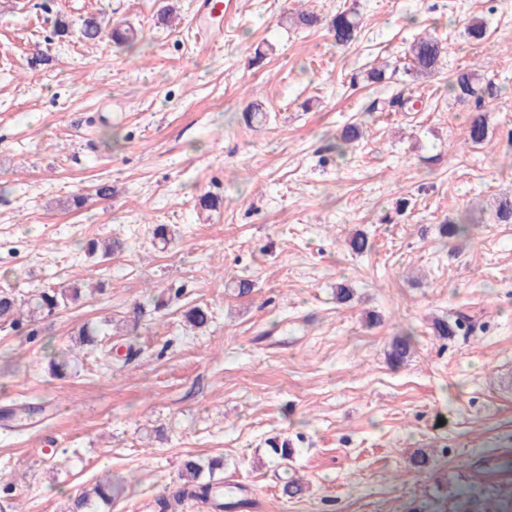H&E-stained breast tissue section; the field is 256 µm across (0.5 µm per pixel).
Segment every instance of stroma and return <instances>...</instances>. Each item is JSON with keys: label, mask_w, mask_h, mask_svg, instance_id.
Returning <instances> with one entry per match:
<instances>
[{"label": "stroma", "mask_w": 512, "mask_h": 512, "mask_svg": "<svg viewBox=\"0 0 512 512\" xmlns=\"http://www.w3.org/2000/svg\"><path fill=\"white\" fill-rule=\"evenodd\" d=\"M202 3L0 0V290L82 291L28 332L0 326V413L40 408L0 416L9 512H66L106 476L126 493L101 512H143L190 456L223 458L216 481L265 512H512V223L494 218L512 201V0H233L208 38ZM298 9L322 25L287 23ZM346 9L362 29L342 47L326 22ZM90 16L136 37L85 40ZM421 35L444 54L414 80ZM463 69L482 101L449 92ZM478 108L489 134L471 144ZM350 123L363 136L337 152ZM92 240L121 247L91 256ZM195 306L206 329L185 321ZM437 318L463 328L437 336ZM87 323L103 352L76 346ZM397 336L412 350L393 365Z\"/></svg>", "instance_id": "obj_1"}]
</instances>
